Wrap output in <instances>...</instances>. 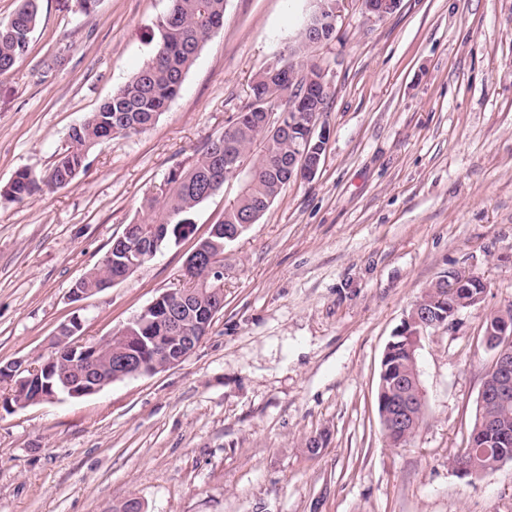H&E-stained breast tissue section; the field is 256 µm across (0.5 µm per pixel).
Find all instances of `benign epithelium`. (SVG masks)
Masks as SVG:
<instances>
[{"instance_id":"obj_1","label":"benign epithelium","mask_w":512,"mask_h":512,"mask_svg":"<svg viewBox=\"0 0 512 512\" xmlns=\"http://www.w3.org/2000/svg\"><path fill=\"white\" fill-rule=\"evenodd\" d=\"M363 14L367 20L378 22L392 14L398 7L399 0H359ZM344 0H336V10L324 14L319 10H312L302 35L305 39H311L319 44L327 42L335 37L339 19L342 17ZM320 77L314 78L317 85L314 86L312 94L303 101V111L292 114L283 113L274 119L266 118L267 125L274 132L283 133L288 126L296 123L304 124L307 128L304 146L298 153L288 160V171L296 175L299 180H310L316 175L322 157L326 152L329 140L327 125L321 120L306 122L307 113L315 111L314 103L319 93L330 92L334 88V80L329 74V69L323 65L319 66ZM483 278L469 271L448 272V287L461 288L468 283H478ZM164 311V317L172 327L173 335L155 336L154 344H162V359L150 364L148 373L152 374L168 367L178 365L185 361L195 351L204 337L208 334L211 322L198 317V320L190 323L182 322L183 312L188 310L187 296L172 290L167 291L155 298L143 308L141 313L136 315L135 320H140L145 314ZM444 316V313L434 314L429 311H420L413 306L404 317L402 324L397 329L394 337L401 339L405 351L411 356L413 362H418L421 339L426 335L427 330L443 326V322L436 319V316ZM71 325L59 327L57 340L68 344L67 352L71 364L85 366L94 364L99 358V344L96 342H82L76 338L69 339V335L81 329L82 323L78 318L70 319ZM126 328L114 331L117 338H125L128 346L121 349L111 360L110 369L112 381L124 380L138 372L143 371L145 363L139 354V345L132 342V337L124 336ZM484 342L488 349L494 351L492 368L497 372V381L491 385L482 387L479 395V402L486 400L500 399L507 394L508 388L512 386V309L508 308L497 315V320L488 325L485 332ZM59 363V356L53 353L42 358L38 366H27L21 361H14L0 366V379L13 383L16 396L23 399L32 387V381L45 374L48 378L55 377L56 367ZM393 392L389 393L386 404L383 405L382 417L385 423H397L401 426L411 422L410 400L407 393L398 389L396 384H391ZM103 389V386L85 380L83 382H72L61 380L59 389H53V384H48V389L39 392L34 401L45 402L59 399L65 395L71 399H79L96 394Z\"/></svg>"}]
</instances>
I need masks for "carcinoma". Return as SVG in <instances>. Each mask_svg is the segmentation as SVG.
<instances>
[{
	"label": "carcinoma",
	"mask_w": 512,
	"mask_h": 512,
	"mask_svg": "<svg viewBox=\"0 0 512 512\" xmlns=\"http://www.w3.org/2000/svg\"><path fill=\"white\" fill-rule=\"evenodd\" d=\"M224 19V0H170V7L157 22L158 41L152 57L123 85L103 99L95 111L69 132V146L59 155L49 172L42 178L27 168L15 172L11 181L0 191L8 200L22 201L48 188L57 190L70 186L85 167L89 152L116 135L137 133L147 129L162 114L169 102L178 94L186 74L195 63L205 42L215 33ZM38 23L37 0H22L20 7L5 21L0 22V75L10 72L19 58L28 52L30 38ZM307 43L292 51L298 61L289 65L285 77L273 75L284 63L278 61L267 66L256 77L245 111L224 129V133L210 140L196 159L180 166L167 176L166 190L146 196L140 214L132 220L130 234L157 249L176 245L193 227L191 216L197 208L221 189L229 175L227 159L243 156L249 160L251 175L247 184L224 206V216L213 225L215 231L203 239L210 256L224 261V246L230 243L226 233L240 227L242 216L258 217L269 208L290 183L288 154L305 132L295 130L293 139L282 138L261 125L264 114L276 103L291 94L294 87H303L310 76L316 75L318 63L305 55ZM143 263L134 254L110 245L101 261L89 269L79 281V287L92 293L107 288L115 278L126 279ZM189 287L185 291L189 300L206 314L215 307L217 298L224 297L219 281L201 262L190 271ZM468 295L450 294L433 282L420 300L426 307L444 310L446 306L461 304ZM118 341L101 348L92 373H106L112 354L121 349ZM413 366L404 350L390 348L381 361L379 378L403 377L411 374ZM490 421L505 436L502 448L512 453V399L506 403L491 402L476 409L471 435L476 447L463 451L453 464L486 474L496 469L498 449L481 447V430Z\"/></svg>",
	"instance_id": "1"
}]
</instances>
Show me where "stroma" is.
Segmentation results:
<instances>
[{"instance_id":"stroma-1","label":"stroma","mask_w":512,"mask_h":512,"mask_svg":"<svg viewBox=\"0 0 512 512\" xmlns=\"http://www.w3.org/2000/svg\"><path fill=\"white\" fill-rule=\"evenodd\" d=\"M30 48L0 75V187L42 174L68 133L152 55L170 0H38ZM309 0H225L224 22L147 130L94 148L73 185L0 199V365L50 349L58 326L100 340L182 287L191 235L82 301L71 285L144 196L223 133L259 71L300 40ZM61 65L52 66L57 52ZM314 57L334 76L313 180L289 183L224 250V308L184 362L99 393L0 408V512H512V463L459 477L493 354L488 313L512 304V0H401L368 21L347 0ZM487 284L420 350L426 417L393 447L381 360L445 272ZM326 441L309 453L310 437Z\"/></svg>"}]
</instances>
